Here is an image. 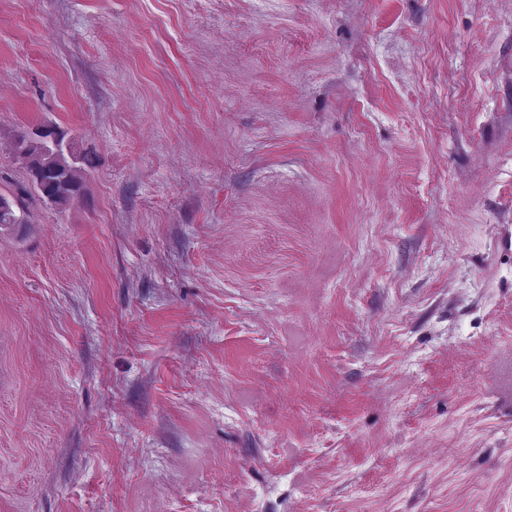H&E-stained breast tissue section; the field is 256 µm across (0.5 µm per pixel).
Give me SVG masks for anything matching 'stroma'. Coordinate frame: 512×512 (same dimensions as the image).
<instances>
[{
	"label": "stroma",
	"mask_w": 512,
	"mask_h": 512,
	"mask_svg": "<svg viewBox=\"0 0 512 512\" xmlns=\"http://www.w3.org/2000/svg\"><path fill=\"white\" fill-rule=\"evenodd\" d=\"M0 512H512V0H0ZM27 153L36 158V165L26 169L14 157L16 163L27 170L29 180L20 183L16 189L22 205H14L13 199L0 194V231H10L16 224H28V204L44 207L64 208L83 195V182L77 177L78 164L93 167L95 160L88 153L68 152L55 149L42 140L32 139L27 143ZM4 203L8 205L4 209Z\"/></svg>",
	"instance_id": "stroma-1"
}]
</instances>
